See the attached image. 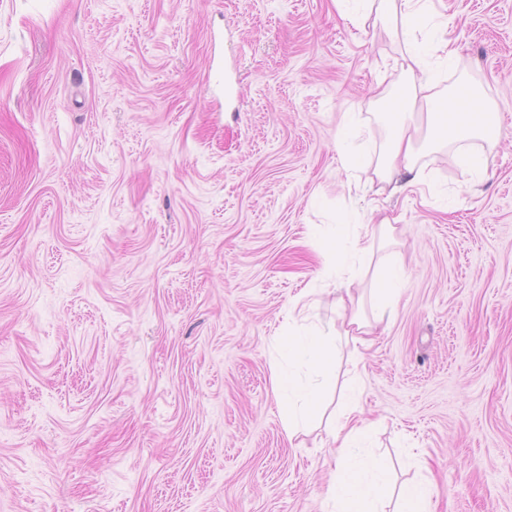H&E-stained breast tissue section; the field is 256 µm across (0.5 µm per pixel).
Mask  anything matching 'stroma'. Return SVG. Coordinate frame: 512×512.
<instances>
[{
    "instance_id": "obj_1",
    "label": "stroma",
    "mask_w": 512,
    "mask_h": 512,
    "mask_svg": "<svg viewBox=\"0 0 512 512\" xmlns=\"http://www.w3.org/2000/svg\"><path fill=\"white\" fill-rule=\"evenodd\" d=\"M359 0H0V512H327L325 419L359 370L392 488L512 512V0H431L503 136L468 186L370 180L394 29ZM374 146L345 172L344 113ZM395 220L406 289L341 339L322 421L289 437L284 317L340 325V224Z\"/></svg>"
}]
</instances>
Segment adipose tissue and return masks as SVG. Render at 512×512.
<instances>
[{
	"label": "adipose tissue",
	"mask_w": 512,
	"mask_h": 512,
	"mask_svg": "<svg viewBox=\"0 0 512 512\" xmlns=\"http://www.w3.org/2000/svg\"><path fill=\"white\" fill-rule=\"evenodd\" d=\"M362 19L383 27H399L404 51L393 62L408 80L405 95L394 102L387 114L390 132L379 153L374 173L379 181L402 175L412 187L424 185L426 178L419 165L424 146L453 148L471 182H480L483 169L473 147L476 141L493 142L501 129L491 122V109L479 95L469 92L441 99L433 69L454 68L458 50L452 39L438 37L428 48L416 42V17L426 12L428 0H365ZM396 226L389 219L375 224L371 235H355L348 251L350 258L372 268L377 246L395 243ZM404 281L399 266L384 268L371 283L378 296L372 315L363 312V294L352 282L336 290V308L342 316L344 336L362 347H370L378 330L387 328L395 317L396 299ZM288 356L305 358L316 376H325L336 349V339L324 333L291 334L279 342ZM272 380L280 397L289 436H296L314 418L320 405L317 384L297 385L291 373L274 369ZM349 407L327 428V436L340 468L328 488L331 512H381L386 494L385 476L376 460L366 452V438L372 424L366 423L360 408L361 391L347 388Z\"/></svg>",
	"instance_id": "ef3b65f1"
}]
</instances>
